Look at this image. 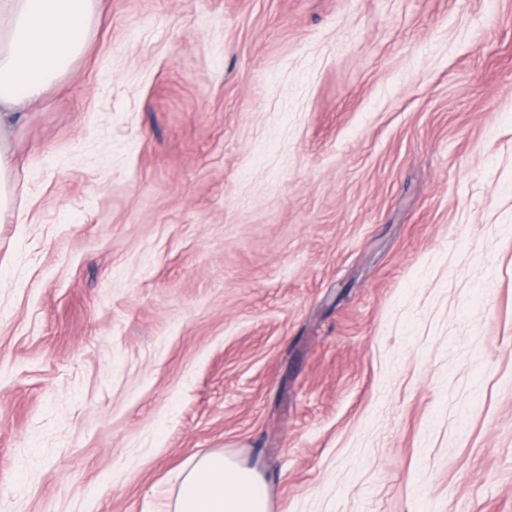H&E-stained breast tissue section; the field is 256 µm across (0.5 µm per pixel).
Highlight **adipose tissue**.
<instances>
[{"instance_id":"1","label":"adipose tissue","mask_w":512,"mask_h":512,"mask_svg":"<svg viewBox=\"0 0 512 512\" xmlns=\"http://www.w3.org/2000/svg\"><path fill=\"white\" fill-rule=\"evenodd\" d=\"M96 0H0V212L11 204L14 163L6 147L10 122L25 103L57 81L63 65L83 49ZM19 87L22 99L8 97ZM173 512H271L263 472L216 451L192 460L182 472Z\"/></svg>"}]
</instances>
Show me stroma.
<instances>
[{
    "label": "stroma",
    "mask_w": 512,
    "mask_h": 512,
    "mask_svg": "<svg viewBox=\"0 0 512 512\" xmlns=\"http://www.w3.org/2000/svg\"><path fill=\"white\" fill-rule=\"evenodd\" d=\"M14 119L0 512H512V0H97ZM182 475L173 512H271L263 472L224 451L192 460Z\"/></svg>",
    "instance_id": "obj_1"
}]
</instances>
